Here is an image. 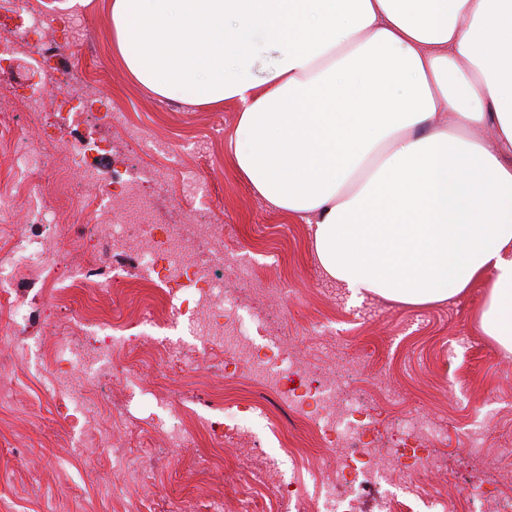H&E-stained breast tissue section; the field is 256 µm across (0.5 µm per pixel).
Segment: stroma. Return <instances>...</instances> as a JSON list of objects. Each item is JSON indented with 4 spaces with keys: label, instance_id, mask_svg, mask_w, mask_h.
<instances>
[{
    "label": "stroma",
    "instance_id": "obj_1",
    "mask_svg": "<svg viewBox=\"0 0 512 512\" xmlns=\"http://www.w3.org/2000/svg\"><path fill=\"white\" fill-rule=\"evenodd\" d=\"M46 17L71 14L73 53L58 57L73 70L77 83L94 82L113 111L126 113L151 135L170 140L184 163L199 168L208 180L207 198L178 206L176 179L155 190V219L160 224H224L226 236L255 268L258 282L241 302L271 333L286 335L306 360L294 379L313 380L320 369L346 359L353 362L357 386L367 395L372 417L368 439L372 447L391 451L409 464L418 455L427 466L410 498L427 512L426 502L440 497L463 505L473 487L501 492L512 499V353L500 349L477 325L484 294L475 284L443 304L411 307L367 296L355 302L346 288L319 266L306 221L270 207L235 171L231 153L240 106H197L186 99L161 98L128 75L112 50L110 0H29ZM38 313L23 335L41 344L46 331L67 332L78 342L88 330L68 319L44 313L38 283L15 288ZM224 350L209 343L207 352L187 347L181 369H170L155 351L140 349L129 358L131 371L102 380L98 399L103 405L106 443L123 440L126 426L141 423L152 411L140 396L142 387L171 392L187 406L223 390L226 401L259 390L247 370L228 376ZM48 361L28 363L0 375L15 390L13 405L0 406V512H56L68 500L78 512H125L135 500L151 499L153 512H170L184 502L189 512H213L224 499V473L236 477L238 491L265 503L269 491L260 479L265 460L279 462L281 478L295 482L301 493L319 497L320 474L328 467L314 424L277 395H269L266 415L255 416L252 431L260 446L244 456L226 448L217 461L215 477L189 474L196 457L211 453L207 439L189 448L153 444L128 445L122 463H113L105 446H75L76 434L46 397ZM431 419L437 426L423 439L397 430L407 413ZM274 416L279 434H272L267 416ZM484 433L482 453L493 461L479 465L470 454L469 434ZM299 448L288 459L283 441Z\"/></svg>",
    "mask_w": 512,
    "mask_h": 512
}]
</instances>
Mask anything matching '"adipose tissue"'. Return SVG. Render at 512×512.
Here are the masks:
<instances>
[{"instance_id":"adipose-tissue-1","label":"adipose tissue","mask_w":512,"mask_h":512,"mask_svg":"<svg viewBox=\"0 0 512 512\" xmlns=\"http://www.w3.org/2000/svg\"><path fill=\"white\" fill-rule=\"evenodd\" d=\"M136 82L240 103L232 164L352 297L485 285L512 353V0H111ZM492 128L494 145L476 129Z\"/></svg>"}]
</instances>
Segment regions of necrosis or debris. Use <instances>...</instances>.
Segmentation results:
<instances>
[{
    "label": "necrosis or debris",
    "mask_w": 512,
    "mask_h": 512,
    "mask_svg": "<svg viewBox=\"0 0 512 512\" xmlns=\"http://www.w3.org/2000/svg\"><path fill=\"white\" fill-rule=\"evenodd\" d=\"M12 13L14 28L0 36V68L14 66L25 47L42 60L65 50V43L47 37L38 12L29 8L26 0H13ZM30 74L24 93L13 89L0 93V127H14L19 103L32 113L35 123H43L50 89L65 85L69 78L67 71L45 66L42 61ZM99 149L90 135L74 142L47 136L26 140L23 151L13 158L16 168L77 187L78 194L71 202L74 211L94 213L89 226V237L95 243L92 260L77 263L71 259L65 246L67 226L48 200L30 205L29 223L22 232L13 233L7 224L0 226V326L7 335L23 330L30 318L24 303L13 294L22 276L40 282L51 302L66 292L85 288L109 297L120 285L123 266L129 265L149 271L148 286L161 292V310L140 314L132 326L103 322L91 308L75 313L74 322L97 327L95 343L54 344L53 374L59 382L51 388L52 400L77 431L80 444H96L100 413L94 398L101 376L112 369L113 354L148 348L168 362L178 363L183 347L172 337L176 331L201 339L226 337L225 365L249 363L270 389L279 390L285 373L302 365V357L289 348L287 338L268 337L266 328L242 317L229 285L234 282L243 288L250 280L242 256L224 245L223 225L198 224L189 230L182 224L156 223L151 197L154 185L165 180V172L155 170L146 178L128 172L106 173L88 163ZM196 237L210 244L203 264L190 259ZM289 394L314 420L335 464L328 470L320 500L310 501L279 483L268 504L270 512H355L356 495L372 490L378 480L414 482L417 468H398L389 455L372 461L365 441L369 415L351 395L343 368L329 367L317 383L291 388ZM155 400L163 414L151 419L147 431L160 437L165 447H189L198 431L231 448L253 445L244 416L256 412L259 401L245 399L228 411L223 401L206 399L201 414L190 418L175 399L159 394Z\"/></svg>",
    "instance_id": "1"
}]
</instances>
